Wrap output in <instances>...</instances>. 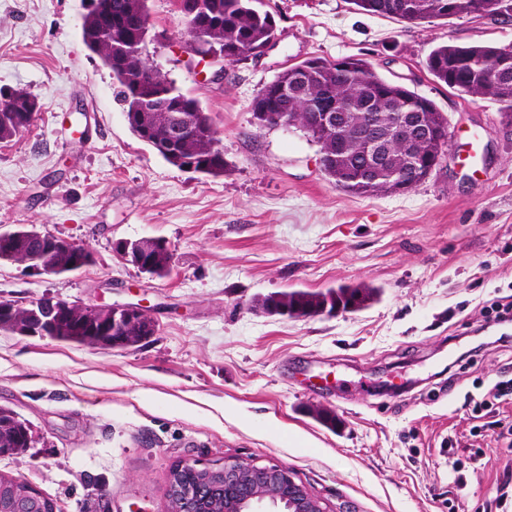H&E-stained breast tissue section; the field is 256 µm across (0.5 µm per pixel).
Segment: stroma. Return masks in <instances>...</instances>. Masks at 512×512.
Returning a JSON list of instances; mask_svg holds the SVG:
<instances>
[{"mask_svg": "<svg viewBox=\"0 0 512 512\" xmlns=\"http://www.w3.org/2000/svg\"><path fill=\"white\" fill-rule=\"evenodd\" d=\"M265 56L190 67L176 0H148L150 61L210 114L218 177L172 166L129 129L112 75L81 37L83 0H0V86L40 110L0 141V230L35 224L89 248L67 275L0 261V301L134 304L155 325L125 349L0 330V406L31 428L0 472L59 512H166L172 466L232 457L288 468L331 512H512V403L474 406L512 379V124L496 103L428 74L438 43L512 46V22L410 24L352 0H261ZM362 58L432 100L445 156L405 193L350 194L296 128L254 123L251 102L289 66ZM164 239L170 271L140 272L121 241ZM366 286L365 306L283 318L258 297ZM335 414V428L314 414Z\"/></svg>", "mask_w": 512, "mask_h": 512, "instance_id": "1", "label": "stroma"}]
</instances>
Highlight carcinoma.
Instances as JSON below:
<instances>
[{"instance_id": "1", "label": "carcinoma", "mask_w": 512, "mask_h": 512, "mask_svg": "<svg viewBox=\"0 0 512 512\" xmlns=\"http://www.w3.org/2000/svg\"><path fill=\"white\" fill-rule=\"evenodd\" d=\"M148 0H99L98 11L82 16V41L88 50L98 55L112 74L116 85V97L124 106L127 123L132 133L152 147L171 165L182 169L189 167L207 175L224 173V152L218 147V138L213 129L212 119L198 100L182 93L168 74L158 70L149 84H139L137 72L150 66L149 58L127 42L126 17L129 11L140 15L142 28L152 27ZM257 0H202L203 16L200 27L187 29V35L198 36L202 45L220 51L225 49H251L275 35L272 16L256 7ZM359 10L373 15L396 18L413 24L432 23L448 19L445 11L446 0H353ZM491 46L478 47L479 54L461 60L455 54L454 41L436 45L428 54L424 67L438 81L448 85L462 95L489 99L500 106L502 115L512 122V86L499 87L488 74L474 84L459 79V74L467 69L478 70L482 65L483 54ZM321 66L309 76L300 95H276L274 87L263 86L251 102L250 110L275 112L290 123L300 126H315L319 114L312 111L309 102L326 98L339 99L347 104L349 117L348 131L366 122L370 115L382 134H387L400 117L408 110L407 103L423 100L426 111L437 118L442 128L448 127V121L436 106L428 99L411 90H402L396 84L380 77L372 65L360 58L354 59L351 68L337 66L336 62L320 60ZM390 88L393 103L382 109L369 104L370 81ZM36 99L26 90H10L9 100L0 103V140H10L21 135L33 124L37 110ZM172 112L183 117L192 126L195 134L192 138L180 142L166 136L161 124H150L149 118L159 112ZM312 142L318 144L326 153V175L336 181V186L361 197H374L391 192L387 179L390 175L407 169V159L401 144L390 141L391 164L389 173L367 188H352L336 180V169L352 168L355 158L352 155L336 153V136L322 134L312 136ZM13 250L9 259L16 263L35 265L40 262L46 267L57 264L73 265L77 268L86 265L88 253L84 249L69 252H43L26 239L12 243ZM153 265V274L165 275L172 262V254L164 246H159L147 256ZM372 296L369 288H339L327 292L294 290L274 292L258 299L259 307L268 312L286 315L290 318L310 317L331 312L336 307L352 305L362 307ZM56 335L65 341L82 343L88 336H100V326L68 320L56 325ZM5 484L0 495L21 496L31 487L14 483L13 478L0 474ZM179 482L188 488H197L199 493L198 512H220L224 500H234L243 494V488L235 484H226L199 471L186 469L179 475Z\"/></svg>"}]
</instances>
